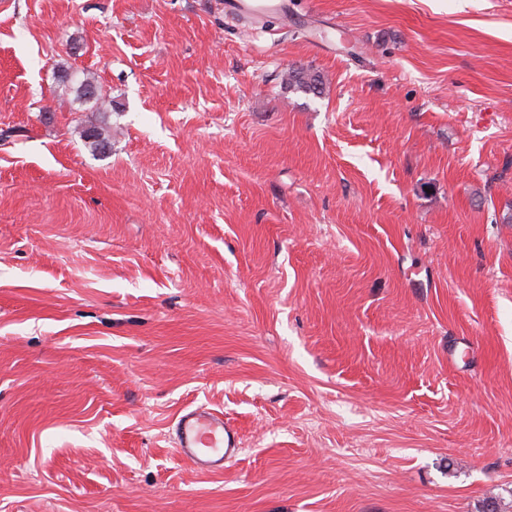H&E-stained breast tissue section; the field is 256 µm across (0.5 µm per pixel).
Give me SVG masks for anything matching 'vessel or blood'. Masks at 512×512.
<instances>
[{
  "instance_id": "vessel-or-blood-1",
  "label": "vessel or blood",
  "mask_w": 512,
  "mask_h": 512,
  "mask_svg": "<svg viewBox=\"0 0 512 512\" xmlns=\"http://www.w3.org/2000/svg\"><path fill=\"white\" fill-rule=\"evenodd\" d=\"M237 9L253 21L264 20L278 10L277 0H238ZM239 435L224 420L222 412L199 405L185 408L174 425L176 453L198 471L223 472L226 462L240 454Z\"/></svg>"
}]
</instances>
